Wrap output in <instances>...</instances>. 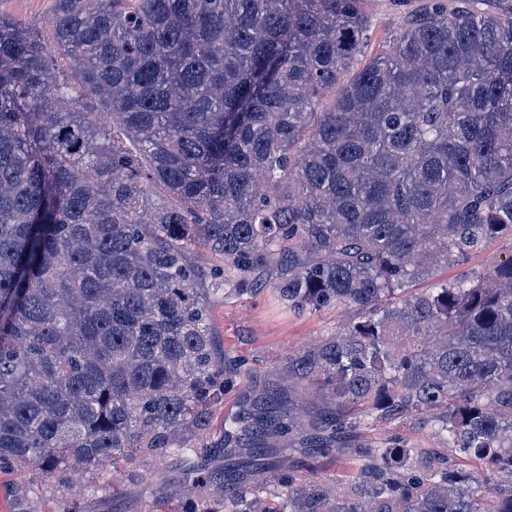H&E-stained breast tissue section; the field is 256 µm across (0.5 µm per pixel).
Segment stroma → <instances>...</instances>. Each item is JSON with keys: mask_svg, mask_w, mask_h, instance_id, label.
I'll use <instances>...</instances> for the list:
<instances>
[{"mask_svg": "<svg viewBox=\"0 0 512 512\" xmlns=\"http://www.w3.org/2000/svg\"><path fill=\"white\" fill-rule=\"evenodd\" d=\"M434 0H366L369 38L364 49L371 57L382 52L403 22L430 9ZM56 0H0V13L32 28L44 47L52 45V21ZM512 257V240L499 238L486 243L466 262L451 264L439 271L442 279L454 280L481 274L490 265ZM211 331L217 358L244 359L250 370L247 380L234 381L216 406L207 432L191 431L182 440V449L155 458L134 456L119 466L117 473L83 475V496L76 512H179L178 501L169 499L170 484L187 479V467L195 448L219 441L225 419L237 416L271 385L288 378L294 360L308 347L335 335L348 314L334 309L302 315L289 310L270 286L255 291L230 289L208 294ZM391 424L383 422L361 426L353 436L343 439L339 453L329 457L288 453V467L306 479L318 481L349 472L353 468L354 447L385 439ZM27 488L24 512H59L69 491L37 471L11 476L0 475V512H10L13 485Z\"/></svg>", "mask_w": 512, "mask_h": 512, "instance_id": "1", "label": "stroma"}]
</instances>
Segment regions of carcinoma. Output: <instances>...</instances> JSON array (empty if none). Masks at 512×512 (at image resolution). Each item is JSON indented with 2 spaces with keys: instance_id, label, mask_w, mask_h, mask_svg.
Wrapping results in <instances>:
<instances>
[{
  "instance_id": "obj_1",
  "label": "carcinoma",
  "mask_w": 512,
  "mask_h": 512,
  "mask_svg": "<svg viewBox=\"0 0 512 512\" xmlns=\"http://www.w3.org/2000/svg\"><path fill=\"white\" fill-rule=\"evenodd\" d=\"M52 39L77 81L0 13V473L64 485L210 426L248 371L213 357L200 245L215 293L274 266L289 309L358 319L224 420L182 512H512V257L413 289L512 238V16L437 7L353 75L364 0H56ZM413 413L440 447L285 466Z\"/></svg>"
}]
</instances>
